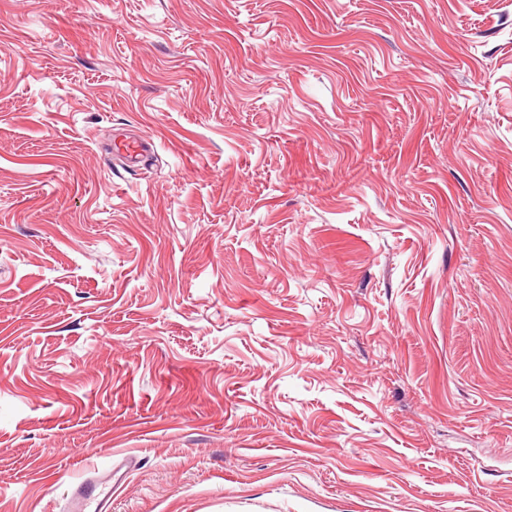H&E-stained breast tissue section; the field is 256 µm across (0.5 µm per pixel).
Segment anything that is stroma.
I'll return each instance as SVG.
<instances>
[{
	"instance_id": "stroma-1",
	"label": "stroma",
	"mask_w": 512,
	"mask_h": 512,
	"mask_svg": "<svg viewBox=\"0 0 512 512\" xmlns=\"http://www.w3.org/2000/svg\"><path fill=\"white\" fill-rule=\"evenodd\" d=\"M116 452L110 512H512V0H0V512Z\"/></svg>"
}]
</instances>
